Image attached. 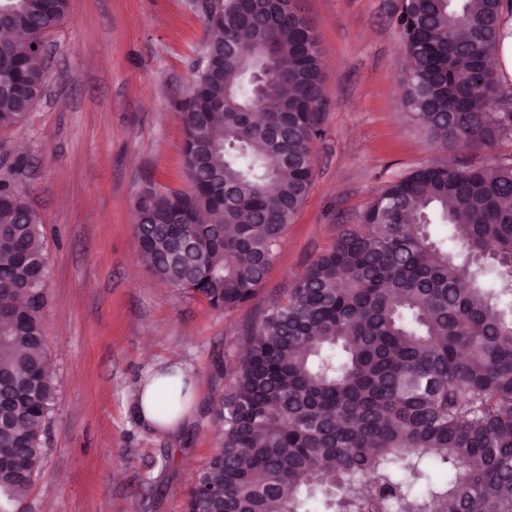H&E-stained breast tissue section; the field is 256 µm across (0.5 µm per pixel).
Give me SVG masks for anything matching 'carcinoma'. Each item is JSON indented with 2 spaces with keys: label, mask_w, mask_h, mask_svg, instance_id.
I'll list each match as a JSON object with an SVG mask.
<instances>
[{
  "label": "carcinoma",
  "mask_w": 512,
  "mask_h": 512,
  "mask_svg": "<svg viewBox=\"0 0 512 512\" xmlns=\"http://www.w3.org/2000/svg\"><path fill=\"white\" fill-rule=\"evenodd\" d=\"M213 32L184 113L186 186L140 195L150 272L233 312L261 287L312 181L327 100L314 34L293 8L235 21L238 0H203ZM512 0H400L411 68L403 101L448 151L512 135L498 77ZM68 0H13L0 15V129L47 86L32 48ZM269 38L260 123L250 107ZM464 63L467 79H457ZM0 158V512H20L43 458L55 397L45 352L44 237ZM206 213L209 221L198 216ZM445 224L436 237L431 226ZM234 384L215 407L221 448L184 512H512V163L425 165L391 181L240 337Z\"/></svg>",
  "instance_id": "cac0c4a2"
}]
</instances>
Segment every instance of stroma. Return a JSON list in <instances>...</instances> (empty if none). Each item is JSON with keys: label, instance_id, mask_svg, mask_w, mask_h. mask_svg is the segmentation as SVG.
<instances>
[{"label": "stroma", "instance_id": "35a3bbf8", "mask_svg": "<svg viewBox=\"0 0 512 512\" xmlns=\"http://www.w3.org/2000/svg\"><path fill=\"white\" fill-rule=\"evenodd\" d=\"M398 2L299 0L319 42L324 136L261 289L226 314L156 279L135 234L148 185H185L176 104L205 39L193 0H71L68 21L47 39L42 101L0 130V154L24 160L18 180L43 226L41 317L57 388L25 512H182L185 489L221 446L213 408L233 384L224 357L239 331L272 300L286 301L389 181L430 163L512 162L510 137L453 155L413 120L391 22ZM166 363L193 374V405L181 429L153 433L138 424L130 393Z\"/></svg>", "mask_w": 512, "mask_h": 512}]
</instances>
